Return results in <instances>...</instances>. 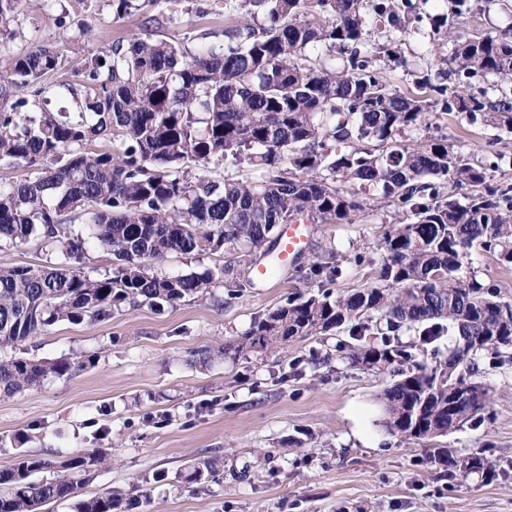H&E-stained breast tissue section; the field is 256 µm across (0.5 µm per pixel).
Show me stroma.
<instances>
[{
    "label": "stroma",
    "mask_w": 512,
    "mask_h": 512,
    "mask_svg": "<svg viewBox=\"0 0 512 512\" xmlns=\"http://www.w3.org/2000/svg\"><path fill=\"white\" fill-rule=\"evenodd\" d=\"M441 0H427L403 46L407 66L383 76L401 92L417 78L447 71L449 88L476 95L495 88L483 73L460 79L449 49L430 24ZM473 36L512 38V0H472L460 20ZM15 35L0 44V74L16 52L43 45L64 48L60 70L47 84L76 81L86 55L131 36H175L188 45L224 39V0H168L116 15L109 0H25ZM431 132L447 136L468 162L485 167L480 187L453 189L462 200L474 192L512 188V131L466 114L434 112ZM401 211L366 208L352 224L310 227V258L335 253L342 270L337 288L378 285L379 245L399 223ZM61 252L39 237L0 243V268L44 265ZM224 253L169 255L153 272L178 276L223 266ZM299 268L274 277L267 287L229 295L215 284L203 301L114 311L94 323H57L0 358L46 360L79 357L88 366L76 375L48 376L34 390L0 396V470L24 456L60 459L92 448L111 454L80 497L118 489L131 500L128 512H512V349L481 353V376L491 388L484 419L445 436L406 440L384 426L379 395L391 374L350 364L348 331L290 341L240 355L220 354L251 323L306 290ZM214 349L202 362L197 352ZM458 457L484 455L498 476L449 478L431 449ZM219 457L220 471L195 492L188 465ZM164 473L154 481L155 473Z\"/></svg>",
    "instance_id": "stroma-1"
}]
</instances>
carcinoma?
<instances>
[{"label":"carcinoma","instance_id":"obj_1","mask_svg":"<svg viewBox=\"0 0 512 512\" xmlns=\"http://www.w3.org/2000/svg\"><path fill=\"white\" fill-rule=\"evenodd\" d=\"M421 0H242L245 16L225 17L224 40L194 49L176 39L134 37L86 57L81 82L45 87L62 63L54 45L22 51L0 75V100L23 87L30 99L0 110V165L37 170L33 179L0 182V241L32 236L61 246L55 266L0 268V348L24 343L57 322L96 323L123 307L174 306L204 300L217 281L228 294L253 285L235 265L178 276L147 262L173 253L256 254L280 224L304 215L315 224H351L364 199L344 184L374 188L407 217L385 233L380 287L336 292L338 265L309 263L314 293L293 292L224 353L258 352L293 338L348 328L357 365L393 373L380 400L385 427L406 440L445 436L478 422L491 403L475 369L477 354L512 347V303L465 265L475 248L512 264V196L492 190L467 202L444 191L485 182L483 167L462 159L446 136L401 137L430 128L429 115L464 112L473 122L512 130V97L464 96L422 77L417 92L387 83L390 64H406L402 37ZM24 0H0V40L13 34ZM432 16L458 75L480 72L512 82V41L490 33L473 38L453 29L470 0H445ZM375 20L385 40L374 42ZM439 95L431 101L421 91ZM73 99L75 111L50 112L47 94ZM98 139L112 146L96 148ZM244 162L245 178L214 180L209 165ZM79 221L88 236L75 233ZM112 255V270L85 272L87 239ZM416 329L421 344L445 335L457 345L430 366L399 341ZM382 332L381 342L362 339ZM77 358L0 359V395L41 386L49 374L84 369ZM470 395L456 394L458 381ZM448 475L496 476L493 462L459 458L436 448ZM108 455L96 449L65 460L27 455L0 471V512H42L92 481ZM220 458L188 467L185 479L204 489ZM49 471L53 478L34 480ZM128 508L113 491L75 502V512Z\"/></svg>","mask_w":512,"mask_h":512}]
</instances>
